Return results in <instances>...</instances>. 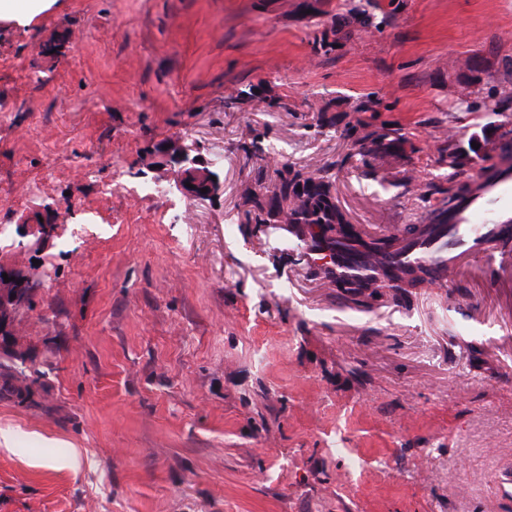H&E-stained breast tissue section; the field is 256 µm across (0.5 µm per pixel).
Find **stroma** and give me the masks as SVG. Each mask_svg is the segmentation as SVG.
Returning <instances> with one entry per match:
<instances>
[{
  "mask_svg": "<svg viewBox=\"0 0 512 512\" xmlns=\"http://www.w3.org/2000/svg\"><path fill=\"white\" fill-rule=\"evenodd\" d=\"M348 5L328 56L313 38ZM481 61L478 81L466 63ZM512 70V0H52L0 16V218L57 220L14 325L42 407L0 397V512H512V264L348 294L244 191L336 175L351 223L408 233L454 111ZM258 96L237 102L240 90ZM375 94L402 155L361 157L320 106ZM222 164L199 204L153 188L164 140ZM112 184L103 193V184Z\"/></svg>",
  "mask_w": 512,
  "mask_h": 512,
  "instance_id": "35a3bbf8",
  "label": "stroma"
}]
</instances>
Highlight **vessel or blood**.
I'll return each mask as SVG.
<instances>
[{
    "instance_id": "1",
    "label": "vessel or blood",
    "mask_w": 512,
    "mask_h": 512,
    "mask_svg": "<svg viewBox=\"0 0 512 512\" xmlns=\"http://www.w3.org/2000/svg\"><path fill=\"white\" fill-rule=\"evenodd\" d=\"M512 234V173L477 175L474 191L442 225L424 224L408 238L400 239L397 252L373 258L341 262L320 248H311L310 260L342 274L363 271L366 263L391 266H423L432 281L454 275L463 258L490 253L492 240Z\"/></svg>"
}]
</instances>
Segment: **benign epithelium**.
<instances>
[{
  "instance_id": "1",
  "label": "benign epithelium",
  "mask_w": 512,
  "mask_h": 512,
  "mask_svg": "<svg viewBox=\"0 0 512 512\" xmlns=\"http://www.w3.org/2000/svg\"><path fill=\"white\" fill-rule=\"evenodd\" d=\"M504 138L496 133L488 134L479 141L478 153L484 157H491L499 151ZM166 165L170 167L173 179L181 193L192 201H204L208 197H214L224 192V182L216 176L213 170L214 163L209 162L195 154V148L182 141L168 143L164 151ZM58 233L56 221H49L44 224H17L15 234L21 239L34 237L30 248L37 250L42 243ZM8 275L11 281L7 286L14 289L10 295L0 297V307L11 312L19 308L24 302V288L33 284L36 280L48 278V271L40 266L37 268L21 271L13 268L0 267V279Z\"/></svg>"
}]
</instances>
